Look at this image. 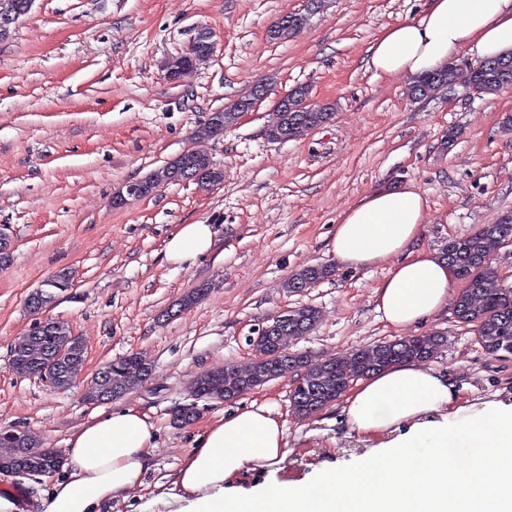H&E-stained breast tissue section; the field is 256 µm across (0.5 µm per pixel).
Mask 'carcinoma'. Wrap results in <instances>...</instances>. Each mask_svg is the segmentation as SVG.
Returning a JSON list of instances; mask_svg holds the SVG:
<instances>
[{"instance_id":"obj_1","label":"carcinoma","mask_w":512,"mask_h":512,"mask_svg":"<svg viewBox=\"0 0 512 512\" xmlns=\"http://www.w3.org/2000/svg\"><path fill=\"white\" fill-rule=\"evenodd\" d=\"M30 14L27 0H0V26H11ZM289 24H274L267 37L281 41L300 34L308 25L309 13L291 12ZM213 54L211 48H193L165 60L167 74L181 77L192 71ZM481 94H492L512 86V53L494 61H483L464 73L453 64L414 79L409 94L416 100L434 97L458 84ZM288 111L274 109L265 126V135L280 142L283 137L298 140L311 131L328 124L334 115L332 104L312 101L311 89L298 85L288 93ZM236 125L234 107L212 112L199 124L194 137L208 139ZM189 180L201 187L213 186L224 180V171L215 167L209 156L201 151L193 158L181 154L163 168L144 178L147 191L162 182ZM512 239V213L502 216L495 224H483L473 232L448 240L444 257L455 267L463 288L453 298L452 310L456 321L472 328L477 343L488 353L512 360V288L496 285L498 271L491 265L492 257ZM335 275L331 266L316 264L293 274L285 284L290 293H299ZM320 321V311L313 306H299L288 312V321L271 337L253 339L254 362L242 371L234 366L209 370L196 376L191 383L192 393L209 401H232L250 391L262 379L284 376L296 371L304 373L301 386L290 395L293 412L299 417L316 414L338 401L353 382L390 366L408 361L432 358L445 345L443 333L435 331L420 336H405L391 341L362 346L349 353L324 362L310 359L303 353L287 351L288 341L310 334ZM82 337L72 336L70 327L61 321L36 332L18 337L11 345L18 368L33 376L54 374L56 388L64 387L69 373L78 372L83 365ZM66 346L65 363L52 361L49 351ZM107 375H98L87 387L85 399L91 403L103 398H120L143 384L152 372V363L142 353H131L109 364ZM18 440H0V473L21 475L53 474L60 467L52 461H64L61 452L44 447V443L29 430L20 431Z\"/></svg>"}]
</instances>
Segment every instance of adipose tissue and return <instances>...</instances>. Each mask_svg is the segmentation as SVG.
I'll use <instances>...</instances> for the list:
<instances>
[{
  "instance_id": "adipose-tissue-1",
  "label": "adipose tissue",
  "mask_w": 512,
  "mask_h": 512,
  "mask_svg": "<svg viewBox=\"0 0 512 512\" xmlns=\"http://www.w3.org/2000/svg\"><path fill=\"white\" fill-rule=\"evenodd\" d=\"M512 53V0H428L417 18L385 29L369 49L379 75L415 79L456 61ZM427 201L414 183L382 184L339 217L329 241L348 269L388 265L372 290L377 317L401 330L448 307L458 277L423 245ZM208 224H182L165 245L168 262L208 253ZM447 376L423 361L354 381L340 406L346 427L371 445L346 467L323 465L308 481L248 489L244 478L289 453L274 405L251 403L205 427L153 506L178 512H512V403H458ZM158 430L130 405L92 411L66 440L70 466L41 500L43 512H108L145 485Z\"/></svg>"
}]
</instances>
